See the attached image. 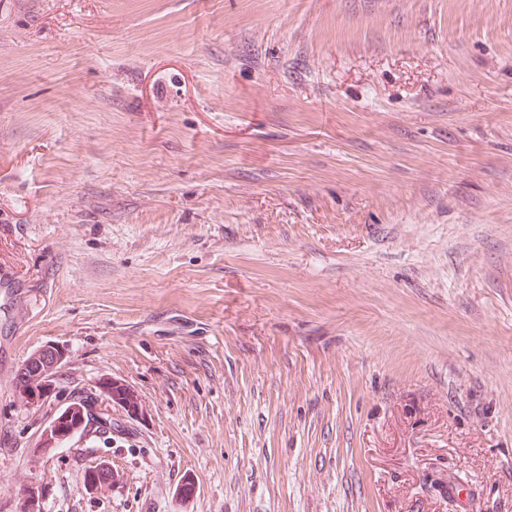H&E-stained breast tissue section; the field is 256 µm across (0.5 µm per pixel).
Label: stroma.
<instances>
[{"instance_id":"1","label":"stroma","mask_w":512,"mask_h":512,"mask_svg":"<svg viewBox=\"0 0 512 512\" xmlns=\"http://www.w3.org/2000/svg\"><path fill=\"white\" fill-rule=\"evenodd\" d=\"M0 270V512H512V0H0ZM45 355L46 358L42 357V361L45 365V375L49 380H57L58 374L62 367V364L65 360V352L59 348L53 346L43 347L39 353H36L31 358H29L26 362L22 364V366H31L25 367L24 371L19 369L14 376V390L17 394L18 398L27 404H35L39 403L42 398L38 401L33 402L37 399V392L32 397L33 388H40L42 382V376L44 374V370H41V366L38 363L34 362L39 356ZM32 397V401L31 398ZM100 395L122 407L128 414L134 415L139 412L140 401L134 391L117 382L106 379L100 384ZM96 399L81 397L73 400L66 406L70 407L68 413L72 411L73 405H77L81 410H75L71 416H65L66 408L61 410L51 421L55 424L46 426L40 436L38 448H56L64 443V439L60 440V434L62 437L70 435L65 440L71 438V435L82 434L92 423H96V430H102L106 433L108 430H112V417L106 413H100L96 411ZM109 423L108 427H105L104 423Z\"/></svg>"}]
</instances>
